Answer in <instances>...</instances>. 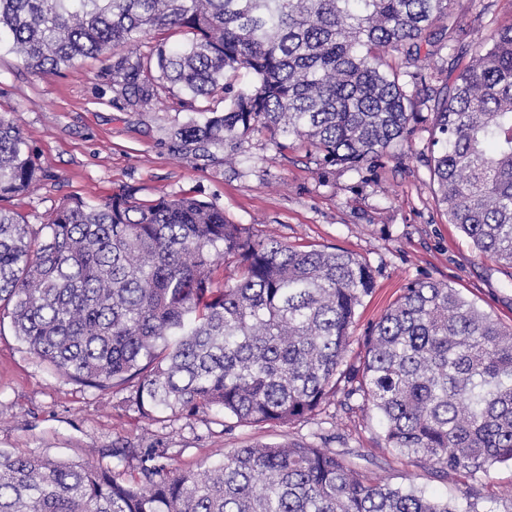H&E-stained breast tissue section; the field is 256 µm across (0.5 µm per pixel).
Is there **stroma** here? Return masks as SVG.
<instances>
[{"mask_svg":"<svg viewBox=\"0 0 512 512\" xmlns=\"http://www.w3.org/2000/svg\"><path fill=\"white\" fill-rule=\"evenodd\" d=\"M451 10L474 49L487 28L512 22V0H453ZM96 58L57 76H39L16 55L0 53V115L20 126L44 173L21 195L0 200L32 225L66 199L99 202L122 189L138 201L193 196L217 204L229 223L288 245L334 247L373 272L374 290L351 329L349 363H359L369 326L417 279L449 284L503 324L512 325V268L479 256L438 206L427 160L430 120L414 126L395 157L355 172L317 163L304 147L280 150L252 136L233 163L225 150L183 154L174 132L193 113L178 93L145 108L128 106ZM126 389L99 392L47 370L0 321V450L108 466L118 481L137 482L139 460L117 462L111 451L154 449L168 470L204 469L225 452L255 442L331 437L332 449L365 474L396 486L463 500L466 477L446 478L427 461L387 448L380 415L361 402L324 407L312 419L284 425H238L223 415L152 419L130 406ZM480 512H512V465L491 467Z\"/></svg>","mask_w":512,"mask_h":512,"instance_id":"obj_1","label":"stroma"}]
</instances>
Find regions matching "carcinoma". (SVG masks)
<instances>
[{
    "label": "carcinoma",
    "instance_id": "carcinoma-1",
    "mask_svg": "<svg viewBox=\"0 0 512 512\" xmlns=\"http://www.w3.org/2000/svg\"><path fill=\"white\" fill-rule=\"evenodd\" d=\"M450 4L0 0V49L43 74L101 57L132 107L171 89L192 103L222 99L175 132L191 154L256 134L359 171L408 143L423 106L448 223L511 265L512 23L426 76L422 46L455 49ZM165 28L187 38L138 52L141 37ZM242 70L247 80L229 90ZM408 77L436 85L417 101ZM42 179L19 126L1 115L0 198ZM229 259L241 271L232 285L216 275ZM372 285L345 251L257 240L193 197L74 198L36 231L0 208V319L59 376L101 392L133 380L127 401L147 417L218 412L238 425L307 420L341 389L380 414L387 447L474 481L460 510L303 441L243 445L171 476L147 452L137 483L97 464L0 451V512H478V474L512 463V327L448 284L415 280L371 325L354 365L350 328Z\"/></svg>",
    "mask_w": 512,
    "mask_h": 512
}]
</instances>
